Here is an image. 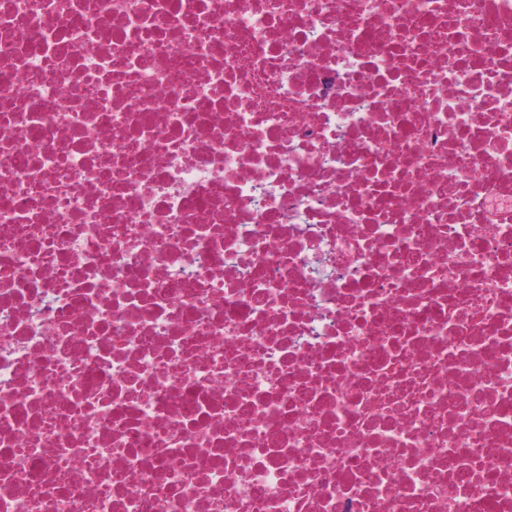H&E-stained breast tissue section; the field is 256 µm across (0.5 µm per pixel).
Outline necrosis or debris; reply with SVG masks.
Here are the masks:
<instances>
[{
	"instance_id": "4bbe7bcc",
	"label": "necrosis or debris",
	"mask_w": 512,
	"mask_h": 512,
	"mask_svg": "<svg viewBox=\"0 0 512 512\" xmlns=\"http://www.w3.org/2000/svg\"><path fill=\"white\" fill-rule=\"evenodd\" d=\"M0 512H512V0H0Z\"/></svg>"
}]
</instances>
